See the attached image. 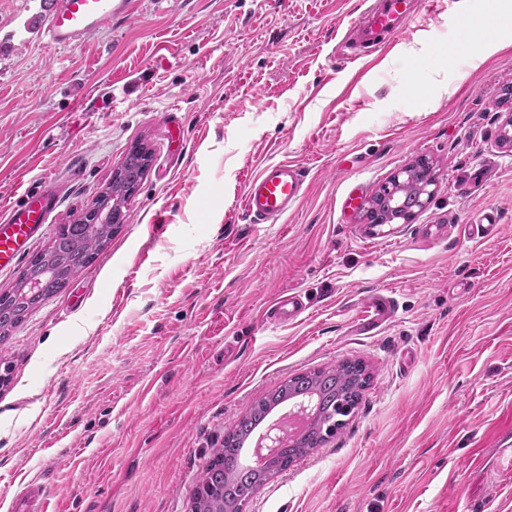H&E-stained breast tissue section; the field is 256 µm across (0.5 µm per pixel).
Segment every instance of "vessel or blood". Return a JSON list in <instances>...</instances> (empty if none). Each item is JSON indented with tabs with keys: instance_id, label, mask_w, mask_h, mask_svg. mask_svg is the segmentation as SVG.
Listing matches in <instances>:
<instances>
[{
	"instance_id": "vessel-or-blood-1",
	"label": "vessel or blood",
	"mask_w": 512,
	"mask_h": 512,
	"mask_svg": "<svg viewBox=\"0 0 512 512\" xmlns=\"http://www.w3.org/2000/svg\"><path fill=\"white\" fill-rule=\"evenodd\" d=\"M131 5L132 0H50L45 32L53 44L68 46L124 15ZM420 6L421 0H371L348 29L343 44L346 59L353 62L390 46L419 13ZM304 194L301 167L284 161L269 163L245 185V212L252 223L274 224L294 209ZM62 195L59 184L47 181L25 192L0 215V271L14 267L44 234L59 214ZM274 308L282 323L305 310L297 295L278 298ZM392 312L387 297L372 295L360 324L364 330H375ZM22 499L28 505L26 512H48L51 495L40 483L31 482L25 486Z\"/></svg>"
}]
</instances>
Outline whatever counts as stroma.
<instances>
[{"label":"stroma","mask_w":512,"mask_h":512,"mask_svg":"<svg viewBox=\"0 0 512 512\" xmlns=\"http://www.w3.org/2000/svg\"><path fill=\"white\" fill-rule=\"evenodd\" d=\"M368 2L134 0L59 47L46 0H0V210L50 178L62 215L82 213L133 145L152 155L109 246L0 342V512L29 481L60 512H189L240 415L346 359L372 375L354 416L245 512H512V24L467 68L492 0H427L350 63ZM421 158L426 205L368 224L371 195ZM279 161L305 169V195L250 223L244 185ZM493 206L495 238L423 236ZM293 293L306 311L271 321ZM375 293L394 316L359 333Z\"/></svg>","instance_id":"obj_1"}]
</instances>
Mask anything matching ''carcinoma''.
<instances>
[{"label": "carcinoma", "instance_id": "carcinoma-1", "mask_svg": "<svg viewBox=\"0 0 512 512\" xmlns=\"http://www.w3.org/2000/svg\"><path fill=\"white\" fill-rule=\"evenodd\" d=\"M145 154L143 147L129 150L120 169L143 179L149 166ZM430 181V166L419 165L412 169L411 178L397 190L406 209L417 206L420 184ZM388 200L384 186L371 196L367 209L370 220L387 215ZM127 203L125 197L112 198L109 186L95 200L97 209L111 213L126 207ZM113 231L110 224H87L79 217L59 225L45 248L27 264L15 285L0 291V341L9 337L43 301L82 275L112 241ZM370 379L366 365L359 361H343L334 367L295 375L256 401L234 422L224 440L212 449L193 494L190 512H239V507L274 475L312 453L344 427V418L359 404ZM303 395L314 399L312 418L306 429L261 465L244 468L241 452L254 431L273 409Z\"/></svg>", "mask_w": 512, "mask_h": 512}]
</instances>
